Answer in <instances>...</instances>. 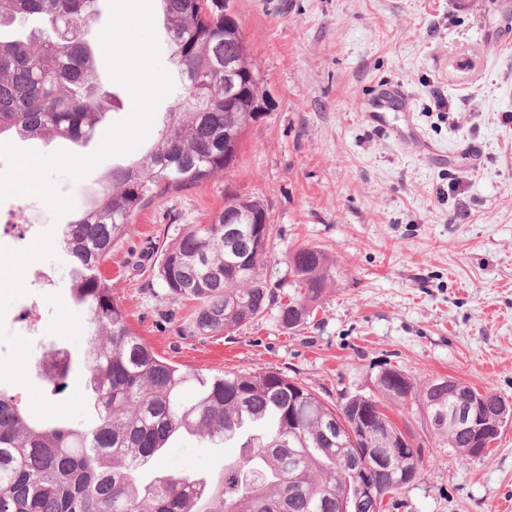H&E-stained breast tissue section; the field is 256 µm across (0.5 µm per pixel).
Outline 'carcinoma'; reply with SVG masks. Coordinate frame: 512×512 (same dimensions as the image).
I'll return each instance as SVG.
<instances>
[{"instance_id":"carcinoma-1","label":"carcinoma","mask_w":512,"mask_h":512,"mask_svg":"<svg viewBox=\"0 0 512 512\" xmlns=\"http://www.w3.org/2000/svg\"><path fill=\"white\" fill-rule=\"evenodd\" d=\"M98 0H0V137L62 139L83 147L108 110L98 86L95 50L81 38L98 14ZM160 0L169 60L181 74L180 101L140 159L103 175L93 202L62 232L69 259V297L89 311L87 354L64 349L44 355L52 391L74 372L85 376L95 421L75 426L35 421L0 389V512H344L358 483L376 500L358 512H384L421 473L423 459L387 414L390 405L421 400L438 419L437 434L464 457L490 452L473 430L448 423L454 400L436 379L419 388L405 373L384 369L375 391L334 405L302 383L266 368L209 374L157 356L127 323L101 266L136 213L151 201L226 170L224 130L256 118L261 86L243 82L237 107L224 108V60L253 69L244 38L224 36V5ZM265 211L253 198L229 194L208 224H189L162 253L157 272L166 294L196 302L194 330L235 332L277 303L263 276L270 224H226V212ZM294 294L279 305L291 329L316 315L336 266L314 246L288 255ZM459 396L481 402L491 417L508 402L459 383ZM369 415L367 437L354 447L349 425ZM190 436L207 448L230 445L237 457L216 478L144 470L170 444Z\"/></svg>"}]
</instances>
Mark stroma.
Listing matches in <instances>:
<instances>
[{"instance_id":"35a3bbf8","label":"stroma","mask_w":512,"mask_h":512,"mask_svg":"<svg viewBox=\"0 0 512 512\" xmlns=\"http://www.w3.org/2000/svg\"><path fill=\"white\" fill-rule=\"evenodd\" d=\"M233 4L262 86L257 117L233 167L147 204L113 247L103 272L129 326L173 363L277 369L331 404L373 390L384 366L512 403V0ZM386 83L405 87L409 110L379 126L364 106ZM230 193L267 208L264 275L280 295L293 249L333 260L316 318L288 330L273 307L236 333L202 336L193 302L167 296L162 251ZM62 228L37 198L0 202V387L33 418L86 425L95 411L81 377L54 393L39 368L51 349L86 351ZM396 420L423 458L397 512H512V425L490 454L463 459L438 445L422 405ZM236 454L187 438L162 464L213 474Z\"/></svg>"}]
</instances>
